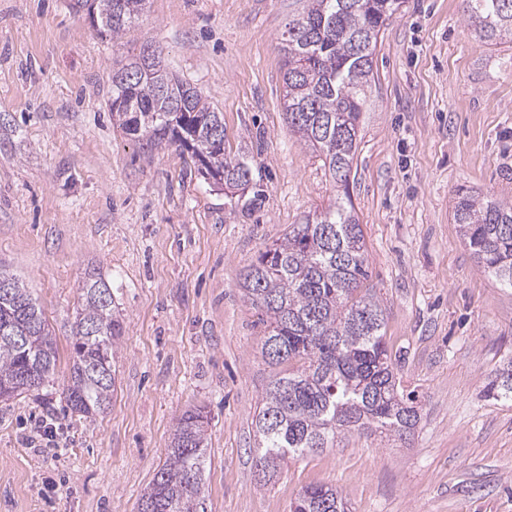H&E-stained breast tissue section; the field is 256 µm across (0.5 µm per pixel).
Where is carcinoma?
Returning a JSON list of instances; mask_svg holds the SVG:
<instances>
[{"instance_id": "1", "label": "carcinoma", "mask_w": 512, "mask_h": 512, "mask_svg": "<svg viewBox=\"0 0 512 512\" xmlns=\"http://www.w3.org/2000/svg\"><path fill=\"white\" fill-rule=\"evenodd\" d=\"M145 5L146 0H112V18H98L99 34L120 41ZM402 6L403 0H305L283 33L288 125L322 158L337 195L321 212L290 225L241 277L244 296L268 323L262 355L275 364H298L271 382L255 418L265 475L333 447L342 432L407 437L420 420L412 397L400 392L350 193L360 118L374 81V50ZM463 12L479 41L512 42V0H464ZM154 60L140 78L142 52L112 70V119L150 149L167 145L191 153L197 172L214 183L245 188L250 169L226 154L223 113L174 77L160 56ZM453 217L484 271L512 288V204L460 189ZM1 283L7 287H0V387L9 388L3 396L8 401L44 385L55 370L57 348L22 279L0 267ZM81 292L62 395L72 412L88 417L111 403L123 326L112 308V288L100 273L86 272ZM486 391L497 400L512 398V358L494 372ZM208 425L203 406L177 418L165 462L141 505L152 512H205ZM291 512H347V506L337 489L318 484L298 495Z\"/></svg>"}]
</instances>
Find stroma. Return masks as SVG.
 Returning <instances> with one entry per match:
<instances>
[{"label": "stroma", "instance_id": "stroma-1", "mask_svg": "<svg viewBox=\"0 0 512 512\" xmlns=\"http://www.w3.org/2000/svg\"><path fill=\"white\" fill-rule=\"evenodd\" d=\"M298 7L149 0L113 44L69 0H0V266L28 285L59 348L48 383L0 400V512H139L194 405L210 417L206 512H289L315 484L335 487L349 512H512V400L486 395L512 357V288L483 272L453 221L461 188L512 203V43L482 44L462 0H405L390 21L350 176L417 428L342 434L270 477L255 465V417L278 368L238 282L336 197L283 111L280 37ZM147 44L223 112L225 148L249 166L260 202L113 124L112 71ZM91 267L112 287L124 336L112 402L87 418L60 393ZM45 426L51 446L31 447Z\"/></svg>", "mask_w": 512, "mask_h": 512}]
</instances>
